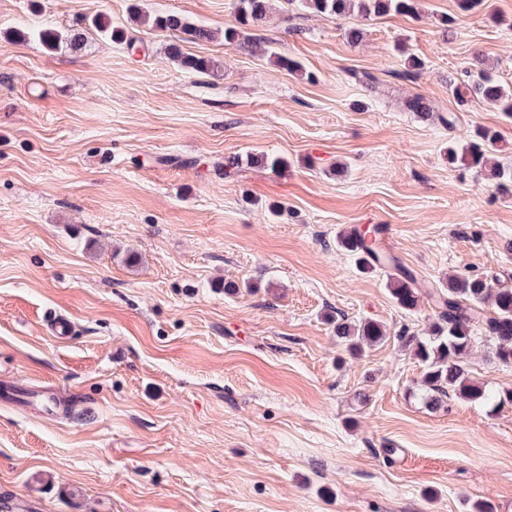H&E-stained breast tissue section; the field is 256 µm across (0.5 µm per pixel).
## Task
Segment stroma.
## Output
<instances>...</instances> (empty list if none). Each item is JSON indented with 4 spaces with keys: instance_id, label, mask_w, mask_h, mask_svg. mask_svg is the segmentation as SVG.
Segmentation results:
<instances>
[{
    "instance_id": "obj_1",
    "label": "stroma",
    "mask_w": 512,
    "mask_h": 512,
    "mask_svg": "<svg viewBox=\"0 0 512 512\" xmlns=\"http://www.w3.org/2000/svg\"><path fill=\"white\" fill-rule=\"evenodd\" d=\"M233 3L0 0V32L102 14L128 36L0 45V380L69 406L0 402V502L50 468L40 512H512V404L417 397L423 368L397 334L437 308H401L337 243L378 226L422 285L512 287V183L448 162L449 142L483 125L512 163V118L448 91L478 54L512 89V0L373 20L277 7L242 28L253 53L224 41ZM145 14L212 30L184 49L218 73L169 60L172 33ZM410 55L424 63L412 75ZM415 94L435 116L407 109ZM247 153L287 165L225 178V157ZM53 312L75 324L66 341ZM339 317L387 339L350 355ZM473 334L472 378L512 390V364L482 324Z\"/></svg>"
}]
</instances>
